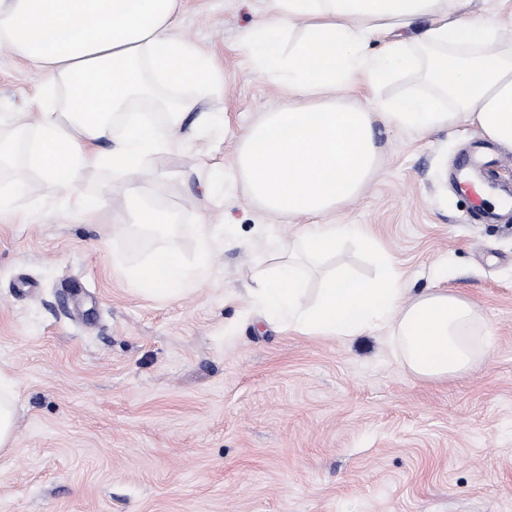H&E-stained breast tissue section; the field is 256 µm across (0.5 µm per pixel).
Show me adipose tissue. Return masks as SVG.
<instances>
[{
    "label": "adipose tissue",
    "mask_w": 512,
    "mask_h": 512,
    "mask_svg": "<svg viewBox=\"0 0 512 512\" xmlns=\"http://www.w3.org/2000/svg\"><path fill=\"white\" fill-rule=\"evenodd\" d=\"M180 0H0V48L29 60L48 84L63 87L56 108L40 99L35 141L24 159L0 139V162L17 163L15 192L38 171L54 193L84 203L83 175L107 167L123 174L129 197L140 196L146 158L179 147L195 99L185 86L214 88L223 75L191 41L173 31ZM303 29H296V20ZM498 20L453 13V0H270V15L243 45L261 72L279 78L290 101L262 113L238 137L232 171L264 213L308 218L294 240L277 242L279 263L261 272L248 293L269 320L311 336L350 339L390 327L397 356L422 381L443 382L469 372L494 338L468 299L434 288L410 297L390 258L359 224L331 214L358 196L380 159L374 123L430 134L466 121L488 140L512 148V45ZM379 51H370L371 42ZM400 73L424 87L385 101L380 114L346 94H370ZM169 98L156 102L157 90ZM156 102L161 119L132 107ZM110 141L101 149V141ZM197 255L171 248L137 268L141 290L174 297L192 291L210 270L220 224L196 231ZM355 241L376 261L375 278L348 270L323 275L315 297L304 268Z\"/></svg>",
    "instance_id": "ef3b65f1"
}]
</instances>
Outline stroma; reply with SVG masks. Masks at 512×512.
Listing matches in <instances>:
<instances>
[{"label": "stroma", "instance_id": "35a3bbf8", "mask_svg": "<svg viewBox=\"0 0 512 512\" xmlns=\"http://www.w3.org/2000/svg\"><path fill=\"white\" fill-rule=\"evenodd\" d=\"M270 0H182L176 31L223 73L193 87L215 126L151 155L146 198L177 220L145 242L64 204L36 172L0 214V372L16 429L0 451V512H512V213L477 223L457 189L473 165L512 190L511 153L463 122L418 135L376 123L380 166L336 212L364 224L418 294L472 300L495 338L462 377L414 378L388 328L340 340L260 316L247 290L300 222L268 219L231 183L237 137L286 101L245 55ZM0 49V133L43 93ZM88 200L129 216L122 175L86 172ZM271 223L272 240L255 227ZM224 225L212 273L177 297L141 292L133 270L160 245L186 260L196 229Z\"/></svg>", "mask_w": 512, "mask_h": 512}]
</instances>
